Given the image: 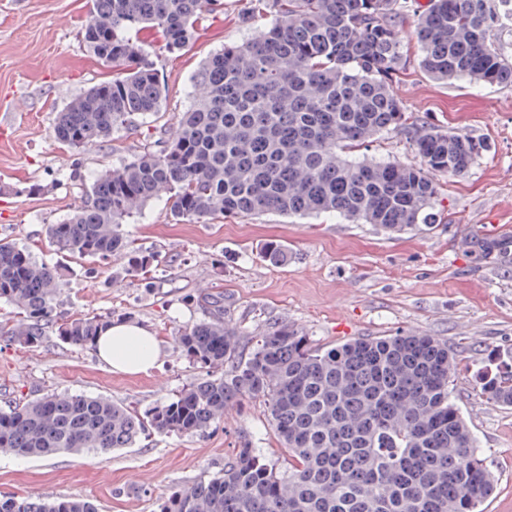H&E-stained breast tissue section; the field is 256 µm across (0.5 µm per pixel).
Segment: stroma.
<instances>
[{"instance_id": "35a3bbf8", "label": "stroma", "mask_w": 512, "mask_h": 512, "mask_svg": "<svg viewBox=\"0 0 512 512\" xmlns=\"http://www.w3.org/2000/svg\"><path fill=\"white\" fill-rule=\"evenodd\" d=\"M246 0H224L184 50L159 54L166 98L158 114L136 120L113 140L75 152L56 143V115L72 97L110 79L78 32L86 0H0V239L27 246L40 260L58 257L45 235L78 204L91 175L154 144L189 106L192 79L224 45L270 24L264 15L244 23ZM405 64L394 89L412 121L454 130L483 143L471 169L440 177L439 224L388 233L334 214L236 215L206 223L175 222L163 202L148 204L127 230L134 248L159 255L146 278L127 275L126 259L75 267L59 312L72 319L111 314L151 327L163 340L148 373L112 371L92 350L65 344L47 329L35 347L0 338V409L52 391L104 396L145 411L184 385L204 378L173 337L208 319L219 300L224 321L246 346L276 322L302 329L318 345L359 336L427 334L457 355L452 389L476 444L497 479L484 512H512V407L486 399L479 375L512 351V264L476 262L473 234H512V87L438 82L418 65L412 17L399 20ZM357 155L418 163L409 140L384 134ZM38 193H29L31 185ZM268 241L287 244L290 260L261 259ZM283 462L272 427L254 401L229 408L203 435L154 434L108 456L86 451L42 458L0 455V496L81 498L98 512H158L161 496L219 472L242 445Z\"/></svg>"}]
</instances>
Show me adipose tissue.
Here are the masks:
<instances>
[{
	"label": "adipose tissue",
	"instance_id": "adipose-tissue-1",
	"mask_svg": "<svg viewBox=\"0 0 512 512\" xmlns=\"http://www.w3.org/2000/svg\"><path fill=\"white\" fill-rule=\"evenodd\" d=\"M97 357L113 371L139 375L155 367L161 353V341L148 327L125 321L103 327L96 340Z\"/></svg>",
	"mask_w": 512,
	"mask_h": 512
}]
</instances>
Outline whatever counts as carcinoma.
Returning <instances> with one entry per match:
<instances>
[{"label":"carcinoma","instance_id":"carcinoma-1","mask_svg":"<svg viewBox=\"0 0 512 512\" xmlns=\"http://www.w3.org/2000/svg\"><path fill=\"white\" fill-rule=\"evenodd\" d=\"M429 0L413 15L429 77L512 86V53L498 36L503 3ZM219 0H89L79 31L114 74L68 102L54 140L88 150L159 111L165 84L137 32L175 53ZM408 0H255L275 21L211 54L187 111L152 148L102 170L80 203L46 225L54 251L79 259L130 255L123 225L166 198L176 222L234 215L336 213L390 233L435 223L439 175H462L483 145L459 132L412 129L420 164L352 156L408 117L393 88L403 65L396 17ZM480 259L512 261V236L475 235ZM261 257L288 262L268 242ZM66 268L0 240V302L16 309L0 336L33 347L49 327L91 348L112 315L58 319ZM174 341L207 377L143 413L108 398L47 392L0 411V453L22 457L91 449L106 456L150 433L204 434L244 399L267 412L287 465L244 444L208 480L160 499L159 512H482L496 479L452 400L456 354L434 336L359 337L321 347L280 323L245 355L215 316ZM512 406V365L480 381ZM0 512H97L77 498L0 497Z\"/></svg>","mask_w":512,"mask_h":512}]
</instances>
